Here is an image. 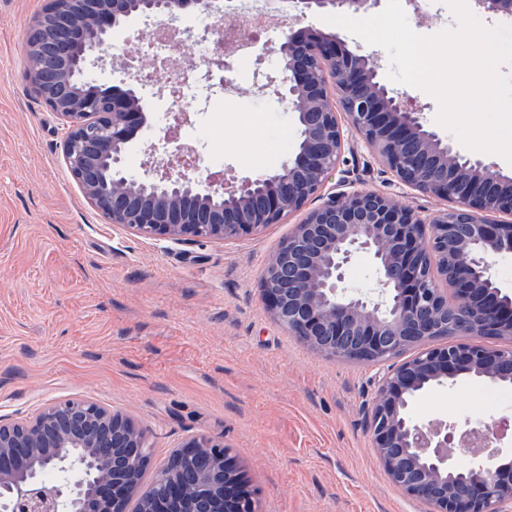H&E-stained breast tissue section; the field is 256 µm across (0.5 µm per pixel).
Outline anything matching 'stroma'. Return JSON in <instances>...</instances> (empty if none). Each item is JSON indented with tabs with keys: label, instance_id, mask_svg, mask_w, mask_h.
I'll return each mask as SVG.
<instances>
[{
	"label": "stroma",
	"instance_id": "1",
	"mask_svg": "<svg viewBox=\"0 0 512 512\" xmlns=\"http://www.w3.org/2000/svg\"><path fill=\"white\" fill-rule=\"evenodd\" d=\"M45 2L0 0V421L91 399L144 430L154 469L193 435L224 442L260 512H429L392 484L368 433L387 363L318 355L264 304L266 259L305 211L228 242H172L105 223L85 200L64 163L60 120L24 79L28 31ZM401 6L418 34L455 24L444 0ZM144 28L134 19L114 30L97 85L138 70ZM270 55L269 43L255 45L211 141L195 144L225 181L273 173L300 140ZM148 122L127 152L129 174L157 166L170 140L173 117L152 111ZM361 188L399 195L424 215L447 207L403 191L353 134L325 190ZM491 386L458 377L422 393L414 414L477 423L478 396Z\"/></svg>",
	"mask_w": 512,
	"mask_h": 512
}]
</instances>
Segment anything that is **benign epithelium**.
Listing matches in <instances>:
<instances>
[{
    "instance_id": "1",
    "label": "benign epithelium",
    "mask_w": 512,
    "mask_h": 512,
    "mask_svg": "<svg viewBox=\"0 0 512 512\" xmlns=\"http://www.w3.org/2000/svg\"><path fill=\"white\" fill-rule=\"evenodd\" d=\"M378 3L294 0V8L303 16L337 8L356 14ZM472 3L487 17L512 16V0ZM189 8L222 13L217 0H145L137 17L161 23ZM131 17L128 0H47L28 39L55 49L63 64L60 41L81 42L83 72ZM276 54L280 100L298 115L300 141L280 169L238 185L186 166L182 147L168 154L161 176L132 177L124 157L148 122L137 87L89 97L66 68L49 75L33 54L26 74L61 121L64 162L87 202L106 223L141 237L225 242L279 224L320 196L351 132L400 185L451 203L430 218L390 193H330L270 256L261 293L279 324L327 357L383 362L424 346L380 381L369 421L374 449L391 481L430 512H505L512 505V478L499 465L506 454L498 448L482 462L453 457L455 423L420 422L411 406L428 387L461 375L512 381V295L492 275L494 259L512 252V224L488 220L512 213V176L457 150L382 82L371 57L338 35L309 25L284 35ZM427 253L451 266L449 287L468 316L449 314L448 297L432 285L437 265L428 270L422 262ZM358 254L376 267L373 298L343 286ZM443 336L459 341L435 343ZM470 336L505 345L473 344ZM149 462L144 433L130 417L90 399L51 402L20 426L0 423V512H127L134 497L140 512H259L245 470L221 441L191 436L143 488Z\"/></svg>"
}]
</instances>
